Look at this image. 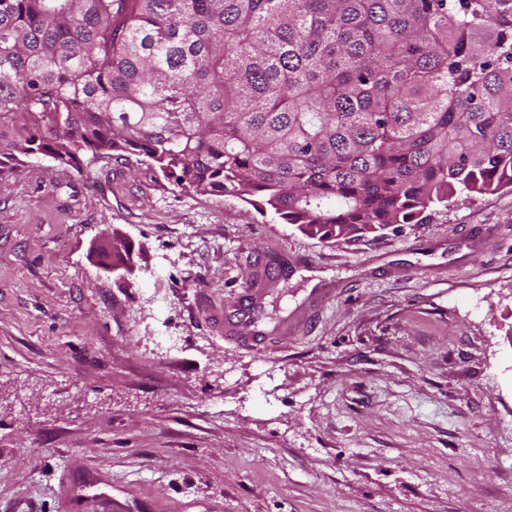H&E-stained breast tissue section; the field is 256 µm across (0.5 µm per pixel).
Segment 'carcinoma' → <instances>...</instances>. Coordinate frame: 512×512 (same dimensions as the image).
<instances>
[{
	"label": "carcinoma",
	"instance_id": "carcinoma-1",
	"mask_svg": "<svg viewBox=\"0 0 512 512\" xmlns=\"http://www.w3.org/2000/svg\"><path fill=\"white\" fill-rule=\"evenodd\" d=\"M86 153L321 240L419 224L512 190V0H0V175Z\"/></svg>",
	"mask_w": 512,
	"mask_h": 512
}]
</instances>
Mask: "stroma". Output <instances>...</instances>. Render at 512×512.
Returning <instances> with one entry per match:
<instances>
[{"mask_svg": "<svg viewBox=\"0 0 512 512\" xmlns=\"http://www.w3.org/2000/svg\"><path fill=\"white\" fill-rule=\"evenodd\" d=\"M115 232L132 271L99 261ZM319 287L288 341L225 338L228 320L272 337ZM99 494L123 512H512V191L333 243L133 159L0 177V512Z\"/></svg>", "mask_w": 512, "mask_h": 512, "instance_id": "obj_1", "label": "stroma"}]
</instances>
